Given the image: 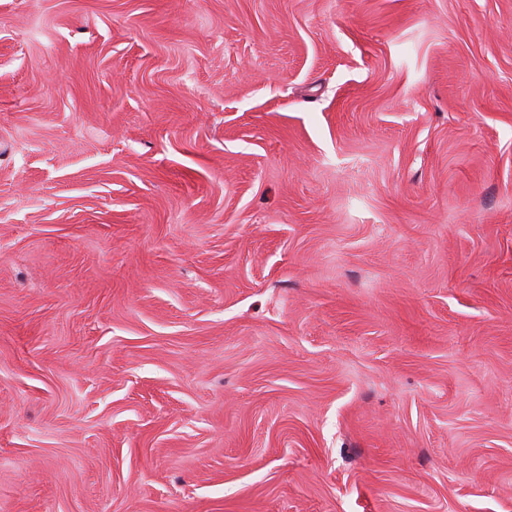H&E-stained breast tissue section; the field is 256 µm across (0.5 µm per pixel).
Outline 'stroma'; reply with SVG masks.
I'll list each match as a JSON object with an SVG mask.
<instances>
[{
    "instance_id": "obj_1",
    "label": "stroma",
    "mask_w": 512,
    "mask_h": 512,
    "mask_svg": "<svg viewBox=\"0 0 512 512\" xmlns=\"http://www.w3.org/2000/svg\"><path fill=\"white\" fill-rule=\"evenodd\" d=\"M0 512H512V0H0Z\"/></svg>"
}]
</instances>
